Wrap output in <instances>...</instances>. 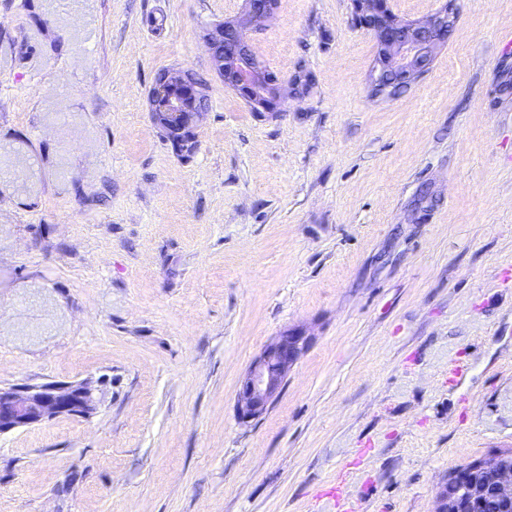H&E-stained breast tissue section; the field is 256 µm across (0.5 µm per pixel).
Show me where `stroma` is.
<instances>
[{
    "instance_id": "35a3bbf8",
    "label": "stroma",
    "mask_w": 512,
    "mask_h": 512,
    "mask_svg": "<svg viewBox=\"0 0 512 512\" xmlns=\"http://www.w3.org/2000/svg\"><path fill=\"white\" fill-rule=\"evenodd\" d=\"M458 4L374 98L354 0H277L251 41L308 83L259 114L206 42L243 0H0V385L104 395L0 436V512H433L512 451V0ZM168 69L207 86L187 156L150 118ZM308 340V336L286 330L265 347L241 382L237 400L241 419H255L266 411Z\"/></svg>"
}]
</instances>
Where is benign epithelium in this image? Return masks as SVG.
I'll return each mask as SVG.
<instances>
[{"label": "benign epithelium", "mask_w": 512, "mask_h": 512, "mask_svg": "<svg viewBox=\"0 0 512 512\" xmlns=\"http://www.w3.org/2000/svg\"><path fill=\"white\" fill-rule=\"evenodd\" d=\"M457 8V3L444 0L426 18L405 26L389 0H355V23L372 33L379 51L375 84L386 93L394 89L395 84L385 79L390 69L405 78L406 88L420 80L453 28ZM274 9L275 0H245L244 24H222L208 35L213 64L225 84L263 112L274 108L275 99L261 95L260 88L279 91L278 76L253 52L242 60L225 58L224 46L230 41L251 45L248 32L268 21ZM200 95V87L187 77V70L160 73L151 97L152 123L160 130L178 128L196 134L203 114L197 108ZM307 344L308 337L286 330L265 347L241 382L237 400L241 419H255L266 411ZM101 398L100 390L86 381L0 385V435L55 418L89 417L98 410ZM456 481L457 493L439 494L435 512H483L488 505H512V453L477 463L457 474Z\"/></svg>", "instance_id": "benign-epithelium-1"}]
</instances>
